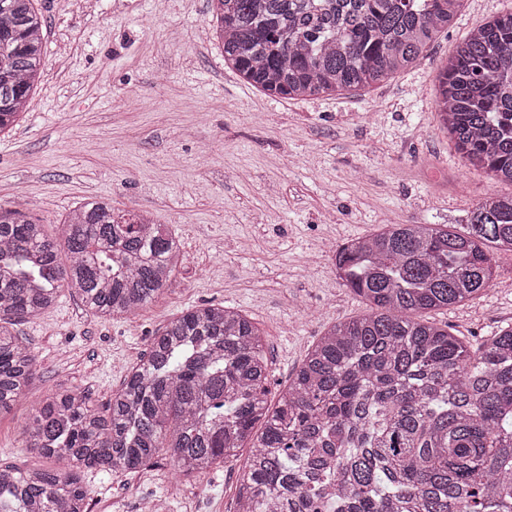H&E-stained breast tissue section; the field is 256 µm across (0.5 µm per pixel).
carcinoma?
Segmentation results:
<instances>
[{
    "label": "carcinoma",
    "mask_w": 512,
    "mask_h": 512,
    "mask_svg": "<svg viewBox=\"0 0 512 512\" xmlns=\"http://www.w3.org/2000/svg\"><path fill=\"white\" fill-rule=\"evenodd\" d=\"M461 0H208L224 63L270 95L299 99L380 84L413 64ZM35 0H0V134L41 77ZM448 137L473 167L512 184V13L457 44L438 78ZM57 240L0 206V414L36 374L15 327L67 289L94 315L144 308L182 244L168 225L101 199ZM512 251V193L485 197L466 229L386 224L339 246L336 276L367 311L308 349L275 403L260 328L202 305L171 319L105 409L77 393L38 401L21 427L50 465H0V512H88L82 472L128 475L160 457L200 482L248 447L237 512H512V324L471 344L422 318L468 301ZM261 432L256 434V424Z\"/></svg>",
    "instance_id": "carcinoma-1"
}]
</instances>
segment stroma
<instances>
[{
	"instance_id": "35a3bbf8",
	"label": "stroma",
	"mask_w": 512,
	"mask_h": 512,
	"mask_svg": "<svg viewBox=\"0 0 512 512\" xmlns=\"http://www.w3.org/2000/svg\"><path fill=\"white\" fill-rule=\"evenodd\" d=\"M43 75L23 118L0 136V205L29 208L47 234L84 199L150 212L184 258L137 314L94 318L62 291L17 330L37 358L27 395L0 415V463H40L20 429L52 393L104 408L154 333L192 306L240 309L265 334L271 393L287 386L331 325L363 314L334 248L384 224H463L512 185L465 164L435 105L440 69L472 27L512 0H463L448 30L386 82L282 99L244 83L215 42L200 45L207 0H38ZM478 297L426 313L475 342L512 323V252ZM247 450L200 482L165 463L127 476L87 473L89 512H235Z\"/></svg>"
}]
</instances>
